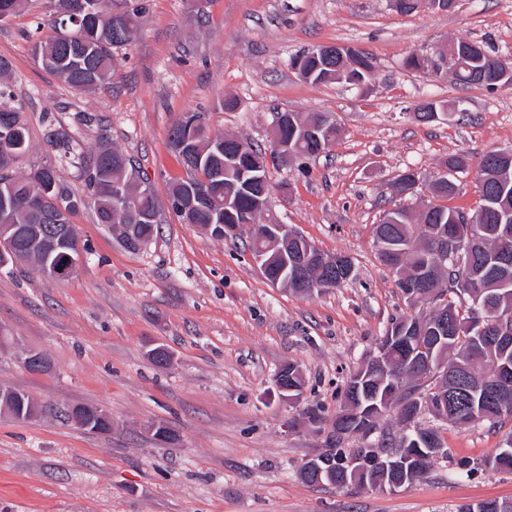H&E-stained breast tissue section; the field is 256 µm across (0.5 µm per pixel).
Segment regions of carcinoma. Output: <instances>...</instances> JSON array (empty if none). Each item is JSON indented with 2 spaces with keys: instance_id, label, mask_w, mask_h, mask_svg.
<instances>
[{
  "instance_id": "1",
  "label": "carcinoma",
  "mask_w": 512,
  "mask_h": 512,
  "mask_svg": "<svg viewBox=\"0 0 512 512\" xmlns=\"http://www.w3.org/2000/svg\"><path fill=\"white\" fill-rule=\"evenodd\" d=\"M144 0H58L52 21L55 34L34 44V55L43 69L76 91L96 89L106 85L112 74V49L128 45L137 35L144 15ZM497 66V56L485 53L470 69L461 70L457 83L462 86H481L488 90L495 85L488 75ZM336 68L364 79L371 69L364 54ZM10 63L0 58V195L15 200L6 212L0 213L1 224H40L49 235L54 225L49 218L63 208L71 216L87 203H92L96 221L104 226H119L135 239L152 241L158 233V204L155 191L139 197L132 206L118 211L112 205V193L119 185L136 187L139 172L133 160L108 142L99 143L85 152L79 143L54 127L48 128L47 141L70 156L81 170L88 198L71 193L58 171L51 165L31 170L25 175L13 173L17 160L29 150V135L22 120L21 106L9 90L7 76ZM189 138L194 143L191 155L177 152L188 177L168 188V202L183 224L200 227L212 223L216 213L224 209V193L232 190L238 196V220L252 211V194L232 189L239 168L224 157V136L208 133L204 114L195 112L178 119L170 129L169 143L174 147ZM499 150L483 154L476 164V182L480 206L475 215L477 223L465 222L461 209L430 204L419 215L403 207L386 211L374 231V244L380 259L391 269L408 273L443 243L457 254V260L440 265L430 262V277L424 286V304L437 301L443 308L425 315L402 314L391 320L396 324L409 320L418 325L415 333L394 341L387 352L386 368L370 371L372 390L378 392L379 410L367 427L359 423L362 410L358 405L355 383L359 374L348 381L344 405L336 413L333 436L336 449L324 455L320 468L303 466L302 478L311 484L329 483L338 487L389 485L398 476L372 464L376 458L372 448H356L368 465L366 470L353 473L341 464L351 456L342 448L344 439L367 436L377 429L378 420L394 414L405 424L407 432L416 429L431 436L433 446L420 449L422 462L413 478L422 477L429 464L444 447L439 432L422 427L419 421L407 424L403 416L411 406L416 415L428 410L441 417L440 407L448 405L445 422L457 426H473L487 422L503 427L512 421V382L503 383L505 367H512V224H500L497 212L512 210V169L504 170L497 163ZM245 161L262 176L270 177L266 150L247 148ZM444 166L459 174L469 172L471 159L464 154H450ZM429 188L434 197L445 200L453 197L457 183L442 185L433 179ZM480 235V245L469 248L471 239ZM267 249L268 272L279 275L283 258L280 245L260 239V227L248 236V248ZM11 252L0 256V266L24 263L31 270L42 259L29 253L23 238L11 239ZM503 259L495 266L485 265V254ZM483 318L486 328L480 334L470 330L474 313ZM431 350L432 363L437 371L424 369L413 352L420 348ZM489 370H484L483 366ZM99 409L75 406L68 410L69 419L81 415L92 426L88 431L107 432L110 427L101 422ZM493 470H512V430L503 437L501 446L483 461ZM457 512H512V500H489L467 503Z\"/></svg>"
}]
</instances>
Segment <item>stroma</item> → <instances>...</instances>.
I'll return each instance as SVG.
<instances>
[{
  "label": "stroma",
  "mask_w": 512,
  "mask_h": 512,
  "mask_svg": "<svg viewBox=\"0 0 512 512\" xmlns=\"http://www.w3.org/2000/svg\"><path fill=\"white\" fill-rule=\"evenodd\" d=\"M53 4L25 0L0 21V57L11 64L30 142L14 172L51 164L86 196L79 169L47 142L46 124L87 150L107 139L161 199V232L129 251L88 205L73 219L89 251L71 278L0 267V386L39 405L26 421L0 413V512H456L512 499V473L483 464L501 437L485 424L442 426L447 457L398 487L300 476L330 448L350 377L390 320L412 311L374 246L384 210L432 203L428 184L449 154L476 161L512 147V85L466 88L404 61L459 40L512 60V0H457L447 12L408 15L391 0H146L136 39L114 51L109 85L85 92L34 56L35 37L53 33ZM332 44L371 57L365 89L313 84L293 69L295 55ZM431 100L464 101L468 117L418 120L416 106ZM286 110L329 113L341 129L329 152L270 175L269 214L354 263L349 280L312 295L272 287L241 242L181 223L164 203L168 184L186 176L168 143L180 116L205 113L210 134L265 146L274 113ZM408 169L422 185L393 196L394 178ZM159 343L172 355L165 368L146 355ZM28 351L48 359V372L23 366ZM287 362L304 381L295 407L275 383ZM81 405L109 412L111 431L68 421ZM310 405L322 423L302 419ZM152 423L170 428L174 444L157 443ZM463 462L471 473L460 472Z\"/></svg>",
  "instance_id": "stroma-1"
}]
</instances>
